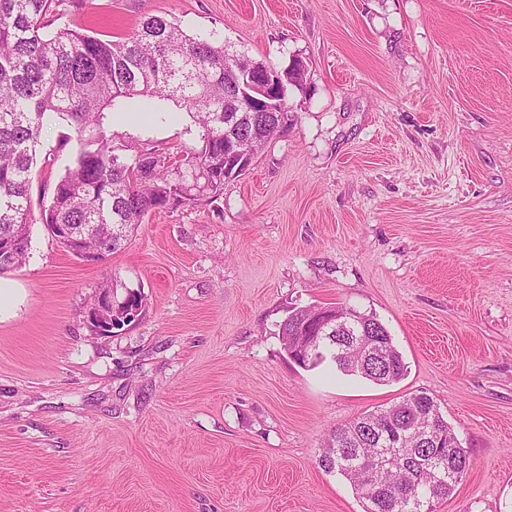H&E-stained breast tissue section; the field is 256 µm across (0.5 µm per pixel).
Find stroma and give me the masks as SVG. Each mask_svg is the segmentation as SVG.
<instances>
[{"label": "stroma", "instance_id": "stroma-1", "mask_svg": "<svg viewBox=\"0 0 512 512\" xmlns=\"http://www.w3.org/2000/svg\"><path fill=\"white\" fill-rule=\"evenodd\" d=\"M217 29L277 68L297 122L217 201L150 213L89 264L44 227L0 273V512H363L317 457L415 393L469 456L435 512H512V0H88L52 19L120 37ZM198 149L187 113L112 145ZM140 289L112 336L106 278ZM375 314L408 372L378 386L283 349L292 306ZM100 288H106L102 290L98 296L94 299V302L85 312V322L86 324L96 332L98 335H102L103 333L106 335H111L112 329L116 328L117 323L122 326V320L125 318V305L115 304L112 306V288H115L117 297L119 302H121L124 298L123 295L129 293L135 303L140 306L141 313L145 310L144 304V296L141 294V291L138 289H132L125 283L121 281L118 282L114 279H107ZM118 288H121L123 292L118 293ZM141 317V314L137 307H132L127 310L126 318L127 320H132V323L137 322ZM115 324H113V323ZM124 325V324H123Z\"/></svg>", "mask_w": 512, "mask_h": 512}]
</instances>
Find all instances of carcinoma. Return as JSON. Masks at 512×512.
I'll return each mask as SVG.
<instances>
[{"instance_id": "carcinoma-1", "label": "carcinoma", "mask_w": 512, "mask_h": 512, "mask_svg": "<svg viewBox=\"0 0 512 512\" xmlns=\"http://www.w3.org/2000/svg\"><path fill=\"white\" fill-rule=\"evenodd\" d=\"M86 0H0V240H18L22 250L0 259V272L26 261L31 227L65 225L83 247L107 257L122 249L146 215L169 201L183 205L196 194L224 190V111L235 54L221 32L193 36L165 17L151 16L118 40L101 39L68 25L47 30L46 18L77 13ZM194 118L202 146L171 167L166 156L141 148L115 153L106 129L115 112H155L166 120L169 105ZM237 134L260 154L289 126L286 112H267L264 103L238 113ZM65 123L76 145L64 159V173L49 204L34 213L33 171L41 161L42 131ZM104 288L122 289L140 308L138 289L109 279ZM336 317L322 339L324 364L377 385L401 381L403 356L374 314L336 304L291 307L279 324L286 353L312 339L319 310ZM393 459L380 463L383 449ZM318 465L342 476L362 500L364 512H426L466 478L467 450L437 402L421 392L388 408L365 412L331 430Z\"/></svg>"}]
</instances>
